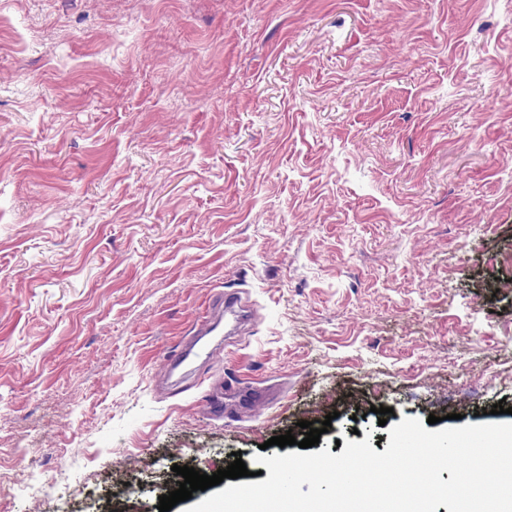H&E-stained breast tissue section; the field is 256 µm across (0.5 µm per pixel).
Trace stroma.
<instances>
[{"mask_svg":"<svg viewBox=\"0 0 512 512\" xmlns=\"http://www.w3.org/2000/svg\"><path fill=\"white\" fill-rule=\"evenodd\" d=\"M225 290L258 320L168 394ZM452 413L512 422V0H0V512ZM196 343L182 344L180 349L172 355L164 356L162 362V377L171 378L180 368L184 367L192 355H198Z\"/></svg>","mask_w":512,"mask_h":512,"instance_id":"35a3bbf8","label":"stroma"}]
</instances>
